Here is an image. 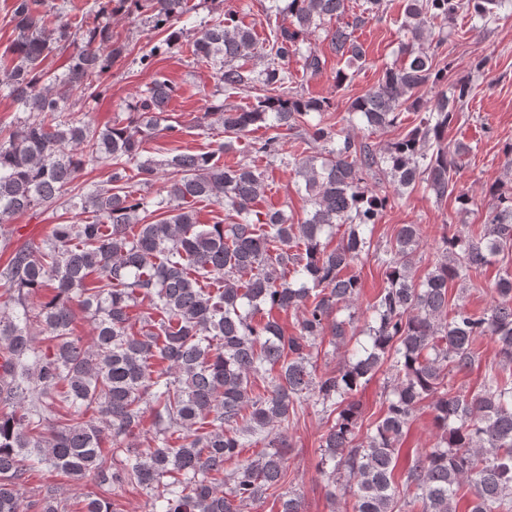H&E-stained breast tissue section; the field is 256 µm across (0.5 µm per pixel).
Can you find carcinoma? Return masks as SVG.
<instances>
[{"label": "carcinoma", "instance_id": "1", "mask_svg": "<svg viewBox=\"0 0 512 512\" xmlns=\"http://www.w3.org/2000/svg\"><path fill=\"white\" fill-rule=\"evenodd\" d=\"M33 2H13L19 36L12 65L0 70V89L25 113L0 138V229L15 214L68 194L70 207L89 217L56 224L40 241L0 239L8 253L0 266V288L8 293L0 302V358L6 359L0 404L12 407L0 415V512H21V487L41 466L93 479L100 493L74 503L76 512H117L110 496L125 486L146 491L150 512H242L282 481L289 448L282 428L308 395L331 419L319 440L331 500L351 496L353 512H402L415 502L422 512H457L466 483L473 495L467 512H512V375L492 374L472 396L454 393L448 380L475 365L474 345L483 336L494 339L500 363L512 366L511 272L494 283L497 298L485 312L448 306V282L470 286L512 256V193L504 196L502 183L490 187L498 204L475 237L444 225L434 268L419 282L413 275L419 225H402L382 254L371 253L364 233L390 203L384 183L373 189L370 177L421 187L440 202L453 197L463 210L470 203L458 191L453 160L468 147L449 146L445 134L471 85L459 83L450 97L419 95L446 82L448 71L433 67L422 44L440 46L436 24L452 23L460 12L472 26H488L509 0H406V62L386 69L350 107L372 130L396 125L407 103L425 109L417 126L381 149L342 128L312 123L328 105L294 93L286 65L298 54L306 71L322 70V55L303 47L317 31L348 64L362 60L353 29L379 16L383 0H364L345 25L347 0L275 5L288 25L273 36L271 62L257 73L234 65L258 53L250 28L224 17L204 22L189 43L195 59L214 65L228 89L258 84L264 91L248 109L213 107L224 132L239 135L258 123L288 131L312 125L313 138L323 143L316 158H288L310 205L298 221L280 210H254L262 173L246 164L224 166L223 142L173 156L166 198L152 203L139 194L134 185L151 186L158 171L153 160L142 159L146 138L175 131L164 117L173 86L154 77L124 123L99 130L75 119L79 102L109 91L112 64L124 50L101 21L112 0L73 27L53 26ZM117 2L170 31L136 58L141 68L183 35L174 26L189 12L188 0ZM64 44L74 52L65 72L55 74L43 63ZM250 149L277 158L281 144L270 136ZM91 163L111 167L109 186L72 193ZM198 199L225 205L239 222L200 223ZM342 226V239L327 249L323 238ZM370 254L385 267L388 286L374 305V324L356 333L354 315L338 313L359 294L358 276L346 270ZM77 307L92 323L87 342L73 335ZM287 311L297 315L292 335L275 316ZM36 325L50 342L44 349L36 345ZM327 336L338 348L353 339L356 346L336 373L318 377L313 349ZM385 368L392 372L385 415L361 438L355 396ZM58 398L73 409L68 423L48 422ZM425 402L437 442L407 460L402 497L395 483L400 449ZM148 411L155 430L138 448L136 431ZM260 443V452L242 457ZM36 507L70 512L52 488Z\"/></svg>", "mask_w": 512, "mask_h": 512}]
</instances>
